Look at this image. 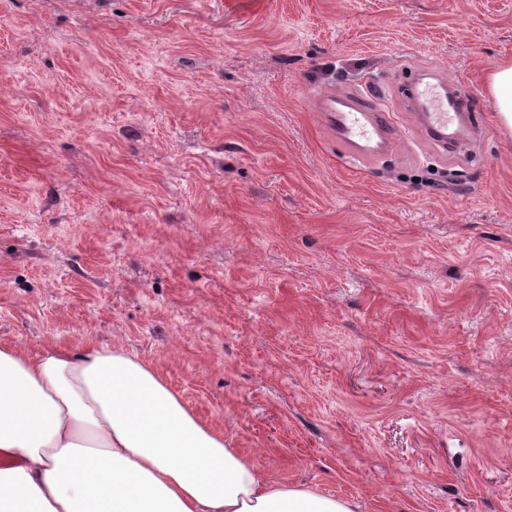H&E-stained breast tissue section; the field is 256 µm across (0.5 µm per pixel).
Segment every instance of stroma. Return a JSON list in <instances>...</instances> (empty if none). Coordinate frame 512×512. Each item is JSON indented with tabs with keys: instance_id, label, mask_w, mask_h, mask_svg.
Here are the masks:
<instances>
[{
	"instance_id": "35a3bbf8",
	"label": "stroma",
	"mask_w": 512,
	"mask_h": 512,
	"mask_svg": "<svg viewBox=\"0 0 512 512\" xmlns=\"http://www.w3.org/2000/svg\"><path fill=\"white\" fill-rule=\"evenodd\" d=\"M512 0H0V345L118 344L269 479L512 512ZM485 130L351 165L312 94ZM487 85L502 127L512 134V64L495 68ZM401 96L413 103L411 133L440 154H455L473 132L472 101L465 87L437 70L422 71L401 85Z\"/></svg>"
}]
</instances>
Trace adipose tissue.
Wrapping results in <instances>:
<instances>
[{"label": "adipose tissue", "instance_id": "obj_1", "mask_svg": "<svg viewBox=\"0 0 512 512\" xmlns=\"http://www.w3.org/2000/svg\"><path fill=\"white\" fill-rule=\"evenodd\" d=\"M0 512H354L274 482L119 345L0 346Z\"/></svg>", "mask_w": 512, "mask_h": 512}]
</instances>
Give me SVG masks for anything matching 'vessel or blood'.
<instances>
[{"label":"vessel or blood","instance_id":"obj_1","mask_svg":"<svg viewBox=\"0 0 512 512\" xmlns=\"http://www.w3.org/2000/svg\"><path fill=\"white\" fill-rule=\"evenodd\" d=\"M401 95L413 104V137L431 143L441 154L460 151L475 129L465 87L439 71L416 74L402 84ZM314 99L327 135L344 148L350 164L382 160L398 148L402 139L398 114L375 86L360 91L323 90Z\"/></svg>","mask_w":512,"mask_h":512}]
</instances>
